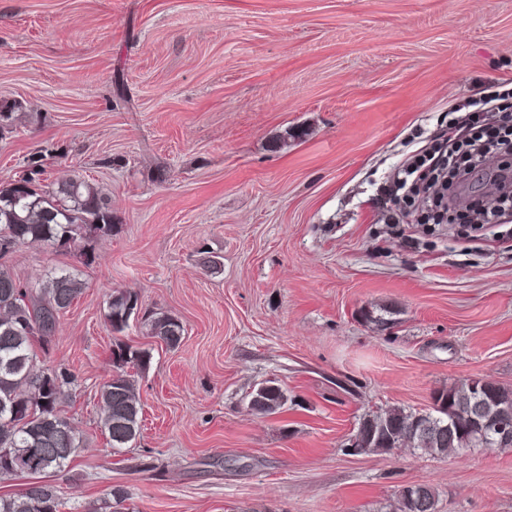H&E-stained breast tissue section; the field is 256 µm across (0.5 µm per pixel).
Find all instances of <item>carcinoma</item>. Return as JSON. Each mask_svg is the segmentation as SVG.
I'll list each match as a JSON object with an SVG mask.
<instances>
[{"label": "carcinoma", "mask_w": 512, "mask_h": 512, "mask_svg": "<svg viewBox=\"0 0 512 512\" xmlns=\"http://www.w3.org/2000/svg\"><path fill=\"white\" fill-rule=\"evenodd\" d=\"M42 173L36 164L18 180L0 187V258L22 245H47L92 254L86 243L112 236V211L93 184L74 176L44 189L36 185ZM85 283L77 271L52 270L35 283L24 285L6 269H0V479L17 477L12 462L24 460L41 449L36 474L61 473L69 467L80 440L73 423L61 414L60 405L70 396L77 377L65 365L47 367L39 354H48L60 314L80 297ZM137 297L128 290L112 293L107 322L112 333L130 326ZM147 334L168 347L180 345L183 326L164 313L144 320ZM112 375L100 389L101 425L115 453L130 448L140 434L141 402L135 375L150 365V351L117 340L109 356ZM492 399L500 417L512 420V390L485 378L461 380L436 390L435 403L426 409L433 428L417 427L419 411L389 407L360 417L355 436L359 454L389 452L399 440L415 450L448 456L467 448L494 449L496 445L476 430L464 409L473 392ZM286 402L282 388L272 380L250 393L249 406L259 415H271ZM125 499L121 489L109 491V499L87 512H117L114 505ZM66 501L56 486L38 483L14 495L0 496V512H63Z\"/></svg>", "instance_id": "1"}]
</instances>
